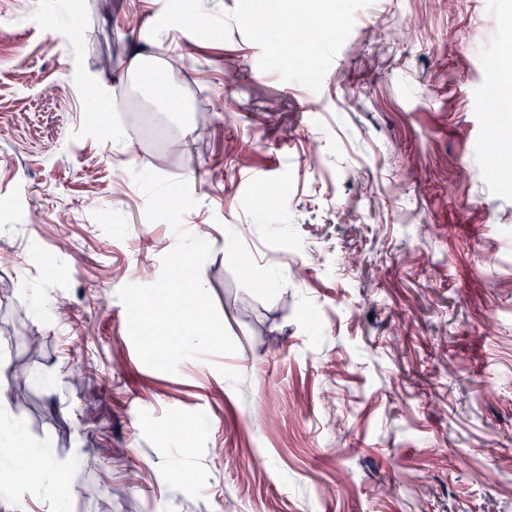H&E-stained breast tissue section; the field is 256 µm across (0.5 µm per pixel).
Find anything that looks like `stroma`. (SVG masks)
<instances>
[{"label":"stroma","mask_w":512,"mask_h":512,"mask_svg":"<svg viewBox=\"0 0 512 512\" xmlns=\"http://www.w3.org/2000/svg\"><path fill=\"white\" fill-rule=\"evenodd\" d=\"M249 10L336 33L301 55ZM134 51L198 102L169 111ZM491 142L512 155V0H0V433L67 471L0 512H512ZM140 170L188 182L236 345L174 374L118 297L176 244Z\"/></svg>","instance_id":"1"}]
</instances>
